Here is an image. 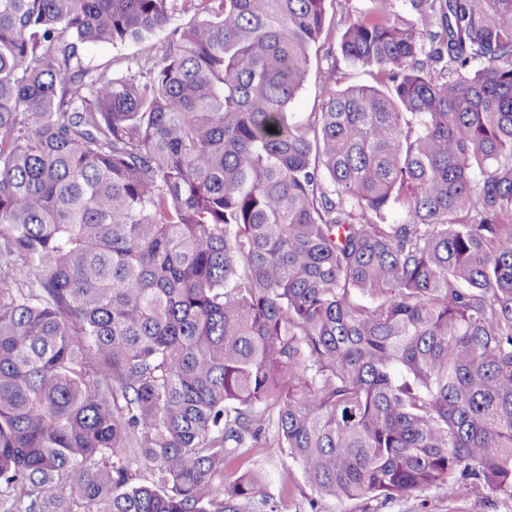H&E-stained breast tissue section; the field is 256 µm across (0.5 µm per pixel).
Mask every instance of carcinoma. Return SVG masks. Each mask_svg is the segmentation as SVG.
<instances>
[{"instance_id": "carcinoma-1", "label": "carcinoma", "mask_w": 512, "mask_h": 512, "mask_svg": "<svg viewBox=\"0 0 512 512\" xmlns=\"http://www.w3.org/2000/svg\"><path fill=\"white\" fill-rule=\"evenodd\" d=\"M197 2L0 0V512H250L269 411L321 496L512 500V0H372L303 120L326 0ZM345 25L336 15V30L331 40H321L312 50L313 63L302 90L293 100L288 112L303 117L319 112L326 83L341 90L349 86H377L376 70L352 64L340 51V39ZM141 45L137 43H126L113 47L112 44H86L80 47V54L85 66L95 68L105 65L113 60L122 63L114 67H124V60L132 59L139 55Z\"/></svg>"}]
</instances>
